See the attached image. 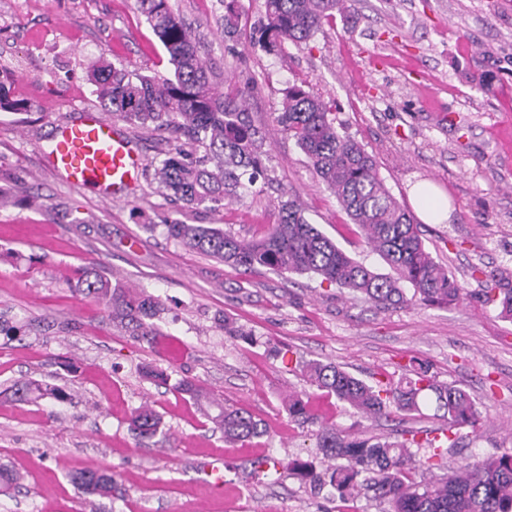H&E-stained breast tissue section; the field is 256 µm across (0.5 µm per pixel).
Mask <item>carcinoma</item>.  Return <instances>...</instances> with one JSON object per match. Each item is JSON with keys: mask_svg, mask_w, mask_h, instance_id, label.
Listing matches in <instances>:
<instances>
[{"mask_svg": "<svg viewBox=\"0 0 512 512\" xmlns=\"http://www.w3.org/2000/svg\"><path fill=\"white\" fill-rule=\"evenodd\" d=\"M346 2L265 0V18L253 28L250 43L268 54L282 53L288 43L297 46L313 38ZM136 3L168 55L173 78L158 81L134 75L120 64L105 65L91 78L97 98L106 111L133 124L164 127L183 141L154 167L153 179L166 196L186 207L216 208L241 201L264 174L263 137L250 119L245 91L233 88L222 97L211 91L207 64L171 0ZM236 3L224 0V36L231 40L239 35ZM277 123L358 225L364 243L392 273H379L352 258L310 224L291 199L281 205L277 222L257 240L209 224L181 222L165 225L169 239L237 270L261 265L280 273L317 276L382 308L415 303L444 306L463 296L458 280L426 248L420 225L387 189L372 156L338 131L329 103L293 84L285 91ZM75 287L84 297L103 304L112 321L146 340L159 335L146 320L159 313L160 305L146 292L114 286L104 271L94 268L81 270ZM495 290L500 316L512 320V276L501 277ZM303 372L311 385L365 418L419 413L422 393L431 392L445 421L441 432L447 448L456 447L459 430L474 426L479 417L478 403L470 393L434 382L422 366L379 385L332 363L308 362ZM175 390L201 406L224 433V440L246 442L265 435V428L249 413L201 392L191 380L179 381ZM12 395L24 402L66 397L59 388L33 381L15 383ZM288 417L318 426L321 465L273 456L265 457L263 464L299 476L315 496L327 488L334 500L370 492L374 500L388 505L384 512H512V453L450 468L439 478L433 470L441 468L444 454L416 431L402 441L345 434L312 415L298 394L288 395ZM161 426V418L149 406L141 407L129 422L130 430L141 437L156 435ZM414 446L429 452L417 459L411 451ZM72 482L83 493L100 497L112 495L115 489L112 474L96 468L72 476Z\"/></svg>", "mask_w": 512, "mask_h": 512, "instance_id": "1", "label": "carcinoma"}]
</instances>
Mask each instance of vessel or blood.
Segmentation results:
<instances>
[{"instance_id":"obj_1","label":"vessel or blood","mask_w":512,"mask_h":512,"mask_svg":"<svg viewBox=\"0 0 512 512\" xmlns=\"http://www.w3.org/2000/svg\"><path fill=\"white\" fill-rule=\"evenodd\" d=\"M48 160L54 173L72 185L94 188L105 201L121 199L143 164L128 138L93 111L59 126Z\"/></svg>"}]
</instances>
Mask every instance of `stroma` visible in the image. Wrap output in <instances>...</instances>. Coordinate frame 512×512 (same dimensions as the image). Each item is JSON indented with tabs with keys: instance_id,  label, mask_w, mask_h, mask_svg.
I'll return each mask as SVG.
<instances>
[{
	"instance_id": "obj_1",
	"label": "stroma",
	"mask_w": 512,
	"mask_h": 512,
	"mask_svg": "<svg viewBox=\"0 0 512 512\" xmlns=\"http://www.w3.org/2000/svg\"><path fill=\"white\" fill-rule=\"evenodd\" d=\"M173 3L213 91L245 89L264 137V178L217 210H181L166 199L152 172L172 148L170 134L118 116L113 124L144 161L121 200L104 202L47 166L57 125L103 109L94 68L119 63L170 76L135 0H0V92L21 104L0 111V320L14 328L0 333V463L23 476L0 492V512H336V502L311 497L293 475L252 472L268 455L318 456L308 429L288 417L289 394H303L313 414L352 435L395 441L443 422L430 399L418 414L362 418L307 383L302 365L311 360L372 384L426 364L437 382L476 397L481 412L447 466L512 451V321L485 296L493 275L512 270V0H353L307 44L279 55L249 45L264 0H238L241 31L232 40L218 0ZM294 83L335 104L337 127L373 156L406 208L423 182L447 195V220L420 231L463 285L460 300L383 310L308 275L265 267L242 275L167 238L172 220L258 237L293 198L339 247L387 272L276 123ZM92 264L158 299V337L113 327L103 305L72 292L77 271ZM226 318L250 340L226 335ZM148 369L248 410L266 435L225 441L170 383L145 377ZM26 380L69 398L15 400L10 386ZM146 404L162 419L152 438L129 429ZM88 467L115 474L111 497L71 482Z\"/></svg>"
}]
</instances>
